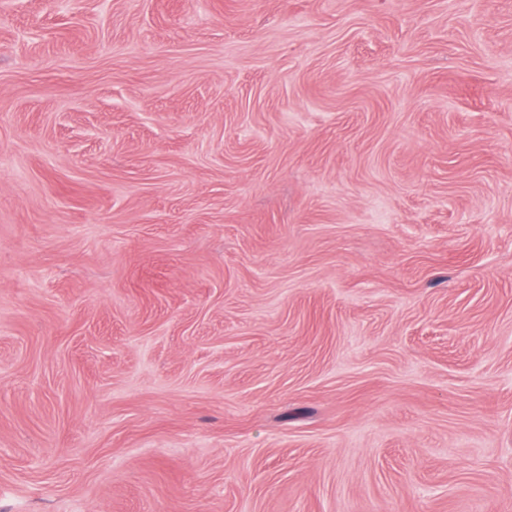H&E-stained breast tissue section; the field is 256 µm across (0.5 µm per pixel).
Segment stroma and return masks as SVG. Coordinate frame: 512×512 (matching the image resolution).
<instances>
[{
	"label": "stroma",
	"mask_w": 512,
	"mask_h": 512,
	"mask_svg": "<svg viewBox=\"0 0 512 512\" xmlns=\"http://www.w3.org/2000/svg\"><path fill=\"white\" fill-rule=\"evenodd\" d=\"M0 512H512V0H0Z\"/></svg>",
	"instance_id": "obj_1"
}]
</instances>
